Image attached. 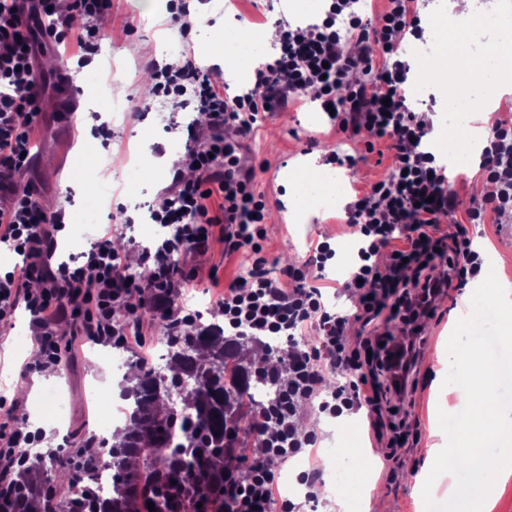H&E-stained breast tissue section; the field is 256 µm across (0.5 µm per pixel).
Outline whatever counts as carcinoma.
<instances>
[{"label":"carcinoma","mask_w":512,"mask_h":512,"mask_svg":"<svg viewBox=\"0 0 512 512\" xmlns=\"http://www.w3.org/2000/svg\"><path fill=\"white\" fill-rule=\"evenodd\" d=\"M153 319L158 340L167 346V356L176 371L151 376L145 365L135 362L136 382L122 394L132 401L127 426L111 447L90 456L82 472L92 471L105 461L112 472L110 497L100 498L88 486L77 490L68 501L52 499V489L73 483L70 467L55 459L54 473L44 471L40 461L17 473L12 494L0 495V512H31L30 504H43L42 512H176L178 502L163 489L186 485L199 501L210 499L224 479V429L251 426L243 400L255 402L256 391L266 399L277 389L254 381L251 367L240 358L243 338L224 336L211 325L193 330L177 342L169 336L168 315L156 310ZM179 390L182 410L169 406L170 392Z\"/></svg>","instance_id":"obj_1"}]
</instances>
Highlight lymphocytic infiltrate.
<instances>
[{
	"instance_id": "1",
	"label": "lymphocytic infiltrate",
	"mask_w": 512,
	"mask_h": 512,
	"mask_svg": "<svg viewBox=\"0 0 512 512\" xmlns=\"http://www.w3.org/2000/svg\"><path fill=\"white\" fill-rule=\"evenodd\" d=\"M356 0H326L321 23L290 26L274 55L253 70V86L229 95L189 52L152 74V94L165 108L195 107L206 116L195 128L194 148L183 157L190 176L175 173L168 204L152 210L153 223L168 236L153 246L152 279L147 286L129 280L124 255L111 235L99 236L73 268L57 261L64 210L46 211L40 192L20 179L31 163L39 130L37 102L45 90L38 59L41 39L61 45L77 41L79 64H88L107 38L112 0H0V242L23 261L0 271V320L17 309L29 312L39 329L40 364L59 365L82 337L145 353L151 334L143 322L148 308L166 310L177 335L196 328L195 314L178 305L184 284L196 274L184 271L180 256L208 252L221 242L225 252L251 259L248 276L224 286L219 308L227 330L254 338L286 339L288 362L256 366L255 377L273 381L276 400L249 407L252 427L227 442L224 484L209 512H298L295 502L278 500L284 465L316 447L318 435L298 420L302 411L339 418L360 411L386 462H397L405 432L383 414L392 397L404 396L417 356L423 323L454 283L477 278L484 258L473 248L466 224H480L486 212L512 216V119L496 120L480 168L493 193L466 211L465 224L441 233L443 217L458 197L448 189L446 168L421 150L428 130L406 105L409 65L396 59L405 36L422 39L416 0H386L377 26L364 23ZM85 20L74 28L71 14ZM356 40L359 51L345 48ZM313 97L332 107L327 122L339 132L389 138L396 152L388 177L370 185L346 208L358 227L361 246L343 284L352 312L329 310L312 275L336 256L329 242L312 256L272 273L265 248L267 200L254 188L255 173L245 169L224 138L234 127L249 138L266 114ZM68 325L59 333L60 325ZM357 342H350L349 331ZM334 384H327V376ZM40 440L14 409L0 412V490L11 488L18 467L29 463V448Z\"/></svg>"
}]
</instances>
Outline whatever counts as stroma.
I'll return each mask as SVG.
<instances>
[{
  "mask_svg": "<svg viewBox=\"0 0 512 512\" xmlns=\"http://www.w3.org/2000/svg\"><path fill=\"white\" fill-rule=\"evenodd\" d=\"M324 9V0H234L230 6L224 0H209L203 6L192 0L190 10L200 14L202 21L185 41L171 26L166 9H159L157 23L151 26L142 18L136 0H112L110 36L102 42L90 66L67 67L57 48L45 45L41 56L47 73V87L40 102L42 127L36 139L38 153L27 177L39 184L43 200L56 207L65 206L69 215L66 241L78 242L84 249L97 235L111 232L115 247L123 255H137L135 272L151 270L152 262L143 255L141 244L161 236L163 230L159 225L137 220L134 204L140 201L145 206H155L172 174L171 168L162 163L164 156H184L189 146L187 131L197 124L196 114L190 109L174 113L157 108L142 111V104L152 99L143 85L151 81L153 68L175 60L183 50L203 57L216 22H223L225 36L232 40L242 26L261 34L273 22L281 28L300 20L318 22ZM426 46V41L412 40L402 54L411 67L407 104L417 115L430 113L444 120L448 117L447 90L433 80L420 78L418 63L425 56ZM74 94L79 95L81 105L100 100L110 109L107 123L112 138L104 146L97 166L90 168L80 164V148L86 135L80 119L67 122L59 118L63 99ZM174 140L179 142V149H171ZM367 140L364 133L340 140L334 130L324 125L316 105L307 102L287 112L273 113L248 146V153L258 166L256 187L269 200L265 229L272 267L280 269L288 262L305 261L311 246L330 238L336 245V259L325 269L323 295L340 309L345 303L335 300L334 286L340 268L348 265L357 240L354 229L344 222L342 206L386 175L394 163V153L386 141L376 142L375 152L370 153L366 150ZM338 144L357 161L354 181L343 185L341 206L328 208L313 200L295 221H287L284 198L289 190L298 188L297 174L308 161L324 163L329 150ZM469 167V173L458 174L453 180L463 208L444 217L445 230H453L456 223L464 221L465 206L481 203L485 198L478 189L484 180L478 157H470ZM103 185L112 190L111 208L99 214L82 209L81 198ZM468 234L474 247L482 252L485 267L493 269L512 299V220L502 222L490 213L484 223L469 225ZM249 266L245 255H226L219 244L207 254L186 260L185 269L195 270L200 283L185 290L183 304L203 312L205 319H212L219 307L214 292L204 286L210 270L229 279L243 274ZM475 288L471 282L451 290L449 298L425 323V342L415 373L417 383L397 404L398 419L416 434L415 440L400 451L402 467L392 475L384 469L381 449L373 447L369 440L366 415L319 421L310 413L306 421L321 439L320 463H327L328 452L346 446L352 454L365 457L369 465L359 472L356 481L328 486L325 500L313 510L305 504L304 494L296 485L302 465L291 464L280 475L282 496L300 503L302 512H423L422 476L432 467L423 449L446 443L438 422L439 411L456 413L462 408L456 386L442 384L449 369L447 342ZM36 334L21 312L0 325V403L18 404L19 417L31 429L41 431L43 440L37 447L40 456L53 453L64 457L75 444L90 439L100 417L99 408L88 395L89 386L104 393L109 386H123L125 380L108 363L114 347L100 346L99 356L94 357L87 339L71 361L54 368L52 378H43L37 369L27 380H20V367L36 348Z\"/></svg>",
  "mask_w": 512,
  "mask_h": 512,
  "instance_id": "1",
  "label": "stroma"
}]
</instances>
